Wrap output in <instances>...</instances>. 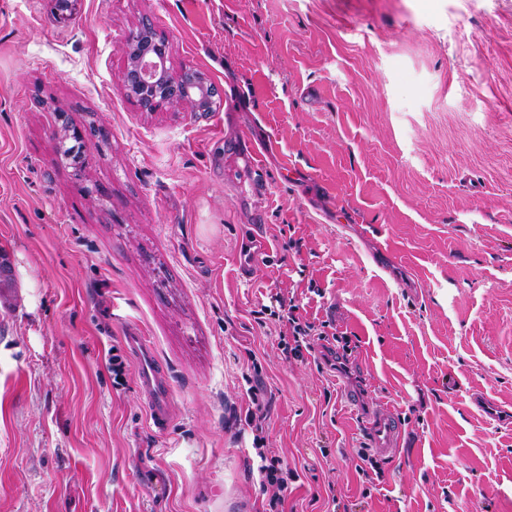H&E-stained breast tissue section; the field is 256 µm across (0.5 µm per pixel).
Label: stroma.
Listing matches in <instances>:
<instances>
[{"mask_svg":"<svg viewBox=\"0 0 512 512\" xmlns=\"http://www.w3.org/2000/svg\"><path fill=\"white\" fill-rule=\"evenodd\" d=\"M145 25L213 112L127 93ZM0 255V512H266L257 401L283 512H512V423L471 403L512 411V0H0ZM275 293L329 326L303 357L254 318ZM131 327L164 432L108 364ZM347 389L402 425L370 481ZM62 124L60 126V139H61V145L63 149V156L66 159H70L73 163V165L79 167L80 169L83 168L85 164V150L86 145L83 141L82 135L75 129H70V126L68 125V122L65 121V119H62V115H60ZM72 131V133H70ZM68 139L75 140L76 144L64 148L65 142ZM82 144V150L79 152L77 144ZM75 146V147H74ZM74 147V148H73ZM124 343L134 363L137 388L144 397L148 418L156 429H164L172 418L168 373L158 362L148 336L129 330ZM264 417L257 416L256 412H249L247 415L246 422L249 426H251L252 430L255 431L254 434V445L255 449L258 450L257 454L261 459L262 464L259 466V474L261 476V485L263 488L268 490V487H272L273 493L269 500L270 511L269 512H283V510H273L277 509L278 506H282L285 500V495L288 492V479L294 480L298 477L293 470H289L288 466H285V472L283 471V462L276 458L270 457L265 454L262 450L264 447L263 441V426L262 420ZM285 474V476H283Z\"/></svg>","mask_w":512,"mask_h":512,"instance_id":"1","label":"stroma"}]
</instances>
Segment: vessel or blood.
<instances>
[{
    "instance_id": "1",
    "label": "vessel or blood",
    "mask_w": 512,
    "mask_h": 512,
    "mask_svg": "<svg viewBox=\"0 0 512 512\" xmlns=\"http://www.w3.org/2000/svg\"><path fill=\"white\" fill-rule=\"evenodd\" d=\"M124 343L134 363L137 388L144 397L148 418L156 429H164L172 418L168 373L158 362L148 336L131 330ZM361 421L376 453L384 455L399 446L402 427L390 408L366 412Z\"/></svg>"
}]
</instances>
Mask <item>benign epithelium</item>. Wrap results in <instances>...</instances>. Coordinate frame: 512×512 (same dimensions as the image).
Masks as SVG:
<instances>
[{
	"label": "benign epithelium",
	"instance_id": "benign-epithelium-1",
	"mask_svg": "<svg viewBox=\"0 0 512 512\" xmlns=\"http://www.w3.org/2000/svg\"><path fill=\"white\" fill-rule=\"evenodd\" d=\"M166 44L146 27L132 36L129 62L124 77L127 91L138 97L142 105L153 109L161 104L180 102L190 111H211L215 89L204 74L185 71L175 75L166 67Z\"/></svg>",
	"mask_w": 512,
	"mask_h": 512
}]
</instances>
